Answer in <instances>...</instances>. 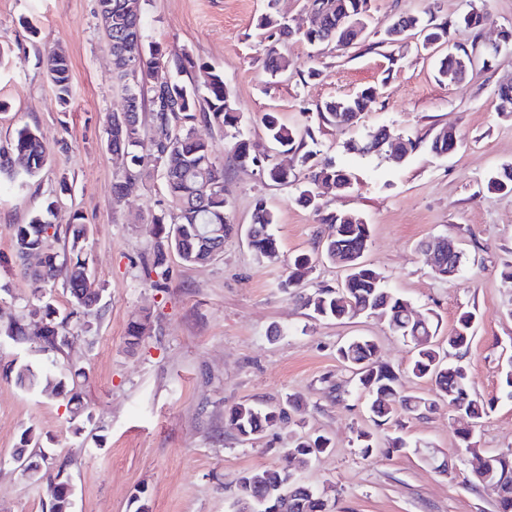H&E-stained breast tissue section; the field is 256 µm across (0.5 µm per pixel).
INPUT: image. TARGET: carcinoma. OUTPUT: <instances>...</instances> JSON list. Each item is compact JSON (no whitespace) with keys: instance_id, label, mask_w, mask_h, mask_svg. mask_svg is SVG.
I'll return each instance as SVG.
<instances>
[{"instance_id":"obj_1","label":"carcinoma","mask_w":512,"mask_h":512,"mask_svg":"<svg viewBox=\"0 0 512 512\" xmlns=\"http://www.w3.org/2000/svg\"><path fill=\"white\" fill-rule=\"evenodd\" d=\"M147 2L149 0H112V15L121 18L120 25L112 26V64L127 101L128 123L107 127V135L112 137V152L127 156V168L113 185L117 198L136 189L147 178L163 177L168 208L151 217V223L157 226V238L152 262L147 268V273L156 275L151 285L160 288L167 279L168 252L176 253L186 265H197L209 258L210 242L222 244L224 238L238 231L224 191L220 189L224 184V165L217 162L213 146L196 137L195 127L203 122L221 129H236L240 115L222 72H207V93L201 98L178 78V74L194 67V61L188 55L170 57L159 49L146 47L144 13ZM369 2L314 0L310 24L301 33L292 30L271 12L273 3L270 2V12L261 16L258 27L270 31L281 43L299 35L313 46L332 43L348 46L359 40L352 20L360 21L364 27L368 24ZM486 21L487 13L473 6L460 18L458 25L475 29ZM408 36L420 38L424 49L450 42L448 23L433 24L418 15H407L394 21L386 29L383 41L394 44ZM123 51L139 60L138 80L133 86L126 82L120 56ZM264 63L274 76L288 68V60L275 46L267 49ZM46 66L56 98L63 105L69 104L73 99V84L68 57L61 51L50 52ZM470 71L471 63L466 53L450 51L439 60L438 74L443 78L461 81ZM373 96L374 91L366 89L354 96L327 101L317 112L318 118L329 124L352 123L360 119ZM262 124L270 141L287 152L298 154L301 165L306 167L307 181L297 200L313 208L320 216V222L334 230V235L321 242V252L328 261L346 272L339 286L322 287L300 295L303 305L319 318L340 320L364 313L385 318L393 333L413 345L411 374L435 385L433 398L404 394L399 375L375 361L373 340L365 336L348 340L337 353L344 363L356 370L358 386L370 397L374 425L378 428L398 425L401 413L426 415L441 402L464 408L475 424L482 422L492 411L493 402L469 391L470 375L465 355L474 333L473 313L464 312L458 317L455 327L445 337L446 351L437 340L438 324L432 316L424 317L420 323L409 321L403 313L407 302L385 288L381 273L364 264L363 257L370 242L369 225L355 213L324 210L313 190L314 185L330 181L337 186L338 192L347 193L353 188L351 174L331 161L317 159V152L307 148V140L314 139L312 128L300 133L280 123L272 112L263 114ZM232 139L230 151L236 162H261L249 140L238 133L232 135ZM368 139L375 147L388 146L390 158L397 162L415 147L411 138L395 137L385 127L370 132ZM458 145L456 132L442 129L432 138L430 148L433 153L446 156ZM49 158V152L36 132L25 127L17 132L9 148L0 151V176L11 181L33 177L46 166ZM261 172L275 183L290 182L288 170L277 164H264ZM488 187L512 193V164H504L495 171L488 179ZM56 205V200L47 199L44 212L33 216L26 224L16 225L14 235L22 270L31 277L35 288L41 291L60 279L73 299L72 310L63 317L56 316L48 304L33 310V314L41 315L43 323L40 351L54 355L62 353L67 346L71 321H76L87 332L91 330L92 316L99 301V292L87 283L89 225L80 222L78 216L64 228L53 224L47 216L53 213ZM274 223L275 212L264 203L257 204L247 230L248 244L257 256L267 261H274L279 255L276 238L269 231ZM59 241L64 242L60 252L53 247ZM310 271L311 258L297 256L282 287L297 286ZM11 373L15 385L25 391L66 398L68 405L73 407V434H81L84 424L93 420L92 413L81 402L79 379L85 377L84 372L16 362ZM285 419L286 413L281 410L259 409L250 404H239L227 415L228 425L247 439ZM458 437L460 446L471 453L469 465L473 478L478 482L488 479L499 484L503 495L498 500V512H512V449L483 455L474 448L470 435L460 433ZM356 440L363 456L371 457L377 452L370 431H358ZM328 447L329 441H323L319 436L288 437V448L301 456L304 465L314 458L307 449ZM31 448H41V437L30 425L22 431L15 451ZM68 466L69 463L64 461L51 472L34 475L46 483L50 512H70L66 488ZM305 488L307 485L294 473L282 469L251 470L239 478L237 499L249 501L253 512H269L273 504L277 505L278 512H317L318 505L302 494Z\"/></svg>"}]
</instances>
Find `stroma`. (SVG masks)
I'll return each mask as SVG.
<instances>
[{"mask_svg":"<svg viewBox=\"0 0 512 512\" xmlns=\"http://www.w3.org/2000/svg\"><path fill=\"white\" fill-rule=\"evenodd\" d=\"M472 5L489 15L476 32L456 25ZM271 7L291 27L306 28L309 0H150L144 36L168 54L193 59L194 68L182 76L186 83L200 88L209 69L223 72L242 115L240 132L258 153L271 149L260 122L264 113H277L292 128L314 127L319 158L354 177L345 194L320 187V202L369 224L365 261L387 288L414 313H435L443 336L462 312L476 314L466 354L470 391L495 405L476 430L475 448L482 454L512 448V391L503 377L512 364V280L501 275L512 264V193L486 185L491 173L512 163V115L496 110L499 87L512 84V52L501 51L490 67L451 83L436 77L442 51L380 37L399 16L416 14L451 22L459 47L485 46L512 26V0H371L369 35L347 47L290 40L280 47L289 68L276 78L263 66L270 40L257 27ZM97 11L98 0H0V146L26 125L50 152L36 176L0 183V317L25 319L33 331L40 320L29 311L38 301L60 315L71 308L62 284L35 295L14 247L15 226L28 223L54 195L56 224L77 214L89 225L93 280L103 290L99 321L73 335L61 356L86 373L82 397L93 420L81 437L72 435L62 399L22 390L8 376L11 362L35 357L33 341L0 338V512H49L45 483L24 475L12 459L30 425L42 436V467L69 464L72 512H135L141 502L149 512H233L242 472L282 467L288 428L277 425L247 440L228 426V411L241 403L283 408L291 399L302 406L303 434L332 443L299 476L316 489L330 488L335 512H497L495 488L468 481L469 455L458 446L447 404L421 418L403 417L398 427H375L366 394L336 353L350 337H371L405 393L433 396L430 382L408 372L410 344L386 320L318 319L281 290L299 255L315 259L305 291L336 286L342 277L316 256L330 228L297 201L306 170L293 153L276 160L297 180L278 185L258 167L234 160L224 130L198 124L197 137L214 146L224 165V197L242 231L226 238L208 263L188 266L170 256L165 287L150 286L144 270L155 243L151 217L167 200L157 178L113 200L123 163L106 148V118L123 108L124 92ZM55 48L71 62L74 98L66 107L45 69ZM312 68L318 76H309ZM367 88L375 96L357 124L318 125L326 101ZM381 126L416 140V150L398 164L352 151ZM444 127L456 130L461 146L437 157L429 143ZM260 202L277 216L274 262L258 258L243 231ZM437 238L452 240L467 256L452 278L435 277L428 263L425 246ZM143 316L148 328L137 346H128V324ZM362 429L374 433L379 451L373 457H363L357 446ZM393 436L407 442L403 453H385ZM418 442L448 459L449 471L417 453Z\"/></svg>","mask_w":512,"mask_h":512,"instance_id":"1","label":"stroma"}]
</instances>
